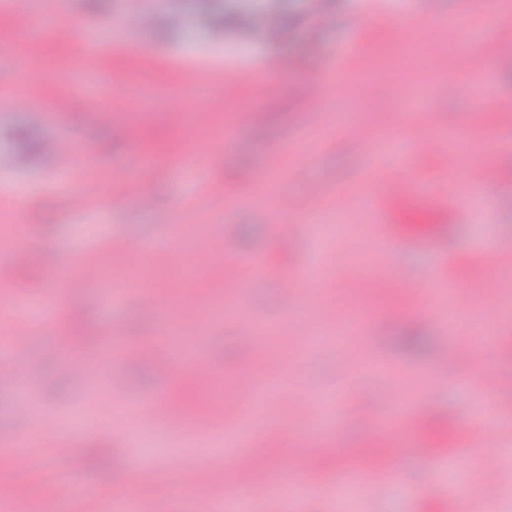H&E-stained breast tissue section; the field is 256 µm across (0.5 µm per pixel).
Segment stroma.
<instances>
[{
  "label": "stroma",
  "instance_id": "obj_1",
  "mask_svg": "<svg viewBox=\"0 0 512 512\" xmlns=\"http://www.w3.org/2000/svg\"><path fill=\"white\" fill-rule=\"evenodd\" d=\"M37 2L13 0L0 10V182L24 189L20 197L0 194V257L13 284L14 323L24 322L28 307L55 298L60 305L9 353L24 368L26 395L0 385V437L27 444L36 419L44 417L78 431L69 457L37 453L24 471L0 454V480L12 484L29 512H70L56 489L75 481L99 490L88 512H114L115 500L126 496L154 501L158 512H198L196 499L171 493V485H192L203 475L220 490L230 477L246 474L254 478L250 512H282L271 488L286 468L314 488L301 512H338L336 486L354 472L366 485L355 512H425L429 502L445 500L452 485L466 490L465 512L511 505L512 390L488 408L462 385L439 378L435 365L443 351L461 344L484 366L512 373V357L503 352L512 341V256L494 254L498 243L512 239V208L499 204L512 195V110L500 106L512 100V70L498 65L512 58V0L496 11L492 0H153L140 21L137 0H54L56 29L67 30L68 39L49 31L31 44L15 16ZM213 8L235 16L236 24L214 29ZM468 13L478 19L472 44L490 55L487 69L472 78L442 34L449 17ZM261 14L281 23L275 39L257 38L253 22ZM89 29L104 42L94 64L81 56ZM355 44L359 52L347 56ZM466 78L469 94L428 99L427 111L415 116L417 136L394 132L403 98L415 85ZM270 81L279 86L277 96L264 90ZM315 82L323 94L311 99L306 89ZM133 86L149 87L151 104L131 96ZM104 103L113 114L107 122L99 117ZM338 106L341 121L317 126V113ZM250 109L263 113L262 125H241L224 141L226 119ZM175 112L183 113L181 122L172 121ZM354 127L359 136L351 135ZM393 132L409 154L407 165L373 154L374 144ZM452 132L461 138L453 167ZM50 141L64 149L63 165L45 154ZM141 156L155 161L140 177L150 206L131 197L113 200L110 173L129 170ZM473 169L482 186L469 183ZM69 170L81 171L80 189L89 198L79 215L61 186ZM261 171L267 198L257 204ZM395 182L401 194L391 192ZM318 184L349 196L371 185L382 221L396 228L395 240L383 243L362 209L337 208L330 197L310 213L277 210L280 198L303 201ZM206 192L213 196L210 206L196 207ZM281 221L298 225L292 239L277 234ZM409 222L425 224V232L405 231ZM131 236L189 237L210 249L207 269L188 278L161 254L145 259L118 251L99 267L104 277L151 275L174 321L186 323L218 368L176 426L164 416L137 425L125 405L163 381L178 397L194 379V367L159 360L141 366L121 357L102 371L76 375L69 356L105 334L103 293L91 284L69 298L65 286L45 276L46 269L92 258ZM252 255L261 257L263 269L237 294L241 316L283 325L277 338L259 346L243 336L238 318L207 315L198 304L202 295L223 299L226 263ZM492 262V297L462 295L466 336L451 337L446 320L420 309L414 291L429 270L443 279L481 278ZM312 269L319 272L322 300H312L303 286L285 294L284 279ZM357 312L373 327L350 340L362 361L352 369L328 333ZM113 315L131 341L154 334L153 313L137 299L116 304ZM316 333L320 341L306 344ZM271 352L279 367V410L266 417L258 437L222 451L235 429L231 418L214 420L205 434L195 418L208 406L241 400L242 380ZM111 376L123 380L124 395L106 392ZM336 391L344 414L329 423L325 414L338 405L328 397ZM422 397L427 412L455 423L449 446L429 458L410 453L423 436L408 432L400 456L366 462L362 448L380 439V421ZM306 398L322 401L314 419L327 434L295 460L293 449L308 439L296 416ZM479 429L494 435L493 451L478 445ZM461 447L468 451L462 470L452 465ZM95 450L102 464L88 463ZM135 451L157 459V476L144 482L128 473L125 485L114 488L112 472L125 471ZM487 470L495 474L489 483L482 478Z\"/></svg>",
  "mask_w": 512,
  "mask_h": 512
}]
</instances>
